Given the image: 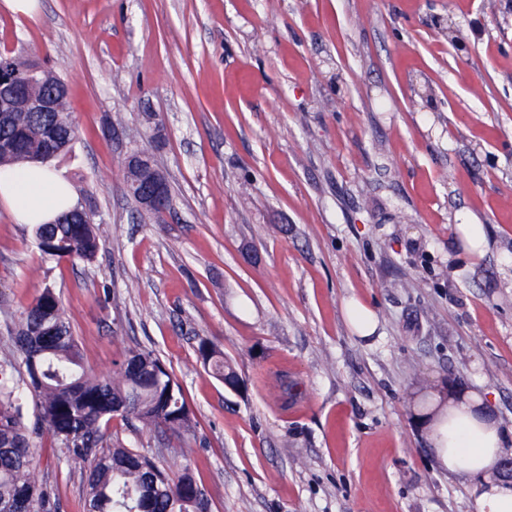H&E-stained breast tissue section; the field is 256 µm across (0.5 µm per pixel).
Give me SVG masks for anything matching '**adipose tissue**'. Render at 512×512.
<instances>
[{
    "mask_svg": "<svg viewBox=\"0 0 512 512\" xmlns=\"http://www.w3.org/2000/svg\"><path fill=\"white\" fill-rule=\"evenodd\" d=\"M73 205L69 185L47 167L0 169V207L20 223H48ZM426 421L443 468L451 473L483 474V483L472 487L477 512H512V482L493 476L497 461L508 449L482 399L473 393H438Z\"/></svg>",
    "mask_w": 512,
    "mask_h": 512,
    "instance_id": "obj_1",
    "label": "adipose tissue"
}]
</instances>
